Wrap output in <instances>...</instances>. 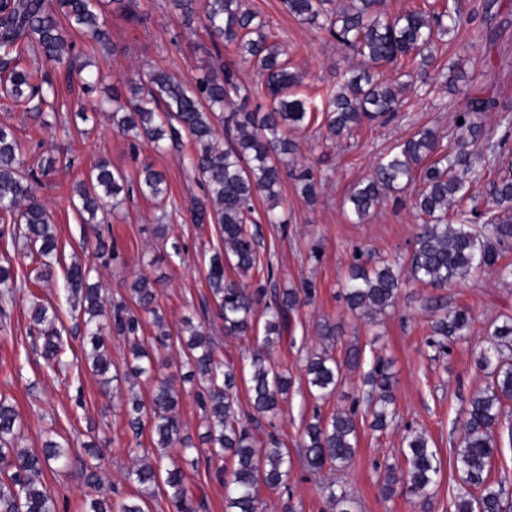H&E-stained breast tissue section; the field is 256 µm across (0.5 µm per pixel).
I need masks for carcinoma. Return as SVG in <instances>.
Segmentation results:
<instances>
[{
    "mask_svg": "<svg viewBox=\"0 0 512 512\" xmlns=\"http://www.w3.org/2000/svg\"><path fill=\"white\" fill-rule=\"evenodd\" d=\"M285 10L314 26L352 52L357 64L343 72L336 83L318 93L314 101L295 93L302 76L290 64L287 52L272 33L266 20L244 7V0H169L171 10L184 25H203L214 48L232 45L242 61L257 67L260 86L240 84L225 68L203 72L184 82L165 71H151L138 78L125 79L128 96L117 88L105 101L112 125L136 139L155 145L165 141L179 143L187 136L193 145L189 163L207 187L206 202L198 204L193 219L198 224L218 225L223 251L215 253L207 268L206 280L212 299L224 320V335L245 337L264 318L261 345L252 353L249 365L251 417L253 426L243 422L236 391L235 363L219 354V342L200 324L184 320L177 332L179 343L190 365L185 379L196 382L197 400L205 418L202 441L207 467L224 485V512H265L260 487L280 490L292 467L289 449L278 438L265 432L263 420L282 412L291 388L288 373L271 360L273 347L288 338L291 313L299 304V293L312 292L310 284L301 289L266 288L272 279L264 264L254 223V201H272L266 220L278 223L274 213L279 187L288 173L297 145L291 139L295 130L324 118L326 140L352 133L366 121H377L401 108L404 85L383 78L392 68L410 76L417 74L424 89L443 86L456 90V79L441 70L428 75L436 44L462 25H471L472 15H463L458 0H423L402 13L390 14L386 0H282ZM78 31L89 40L103 44V0H0V104L24 108L42 115L58 111L57 95L43 70L52 64L67 68L68 76L82 74V54L73 52L69 32ZM256 95L269 100L266 112L245 111V102ZM234 108L228 121L234 126L232 140L221 146L216 125L224 110ZM498 100L479 88L465 96V105L455 113L457 130L454 144L442 145L432 130H422L381 154L367 182L350 195L351 214L364 220L400 186H414L412 206L421 221L414 249L407 265L379 261L369 266L357 261L343 286L347 306L364 315L383 312L395 305L403 283H425L446 288L481 271H495L512 277V266L502 263L512 246V167L503 168L512 156V118L499 124L501 133L485 131L476 117L497 112ZM53 156L28 162L21 142L8 125H0V237L9 234L25 239L27 256L36 260L41 273L36 280L52 277L59 262V241L51 215L33 194V183L55 170ZM491 177L492 203L483 211L463 209L472 198L473 185ZM302 194L310 201L317 196V181L308 169L297 175ZM125 192L124 176L100 160L77 190L74 205L80 219L93 224L95 258L107 263L114 248L102 235L109 207H117ZM140 194L161 207L160 220L173 221L179 206L169 195L163 174L152 166L143 168ZM13 227H7L8 222ZM90 269L78 261L66 268L67 301L77 324L90 345L85 363L104 378L103 387L122 398L128 425L139 434L149 421L155 447L193 449L181 436L177 414L179 393L174 382L159 373V359L144 346L143 316L152 318L157 348L166 349L173 340L160 314L154 283L138 276L127 294L114 299L90 281ZM258 277L251 288L243 279ZM34 280V281H36ZM34 281L16 278L10 268L0 265V317L6 319L5 306L17 294L28 292L31 320L41 340V357L51 371L66 367L65 343L57 314L32 291ZM473 317L465 308L433 315L429 345L439 351L448 342L471 335ZM117 336L129 346L132 365L124 373L111 372L112 360L105 349V337ZM320 337L331 348L309 353L303 371L307 390L326 400L336 393L343 380V367H359L360 351L351 348L345 361L337 360L336 328L326 321ZM476 366L489 378L485 388L468 401L463 435L454 457L461 484L454 495L455 512H505L502 483L491 484L489 476L500 452L498 430L506 428L512 437V418L504 407L512 402V317L505 315L491 325L476 359ZM144 380L149 398L134 391L135 381ZM128 389H123V384ZM363 383L368 390L366 412L379 430L394 419L391 377L382 362L369 371ZM301 452L306 466L316 472L340 468L351 463L358 449L355 412L339 411L324 419L313 417L304 429ZM21 435L20 415L13 404L0 398V512H57L56 498L41 483L44 469L68 459L69 443L59 441L48 430L38 451L17 448ZM92 463L86 465L88 512H112V503L96 497L102 482V467L97 463L96 443L84 444ZM399 454L405 469L386 467L383 493L389 497L399 484L409 496L427 503L429 491L443 470L440 451L425 433L410 431L402 438ZM163 456L146 459L136 456L125 479L140 487V494L119 505V512H147L148 499L164 493L177 512H198L204 500H194L185 483V473L174 465L163 468ZM232 460L228 470L224 463ZM337 512H352V500L334 484L323 487Z\"/></svg>",
    "mask_w": 512,
    "mask_h": 512,
    "instance_id": "carcinoma-1",
    "label": "carcinoma"
}]
</instances>
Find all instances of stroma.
<instances>
[{
    "mask_svg": "<svg viewBox=\"0 0 512 512\" xmlns=\"http://www.w3.org/2000/svg\"><path fill=\"white\" fill-rule=\"evenodd\" d=\"M277 32L288 57L303 77L300 93L335 84L352 64L349 53L313 26L284 12L280 0H246ZM497 42L493 49L469 42L467 28L446 36L439 44L435 67L458 64L462 77L458 93L444 90L427 97L407 90L404 107L385 124H364L352 137L323 141L318 125L294 131L296 162L281 188L278 210L282 223L269 224L263 217L265 199L256 202L257 222L251 230L260 252L270 259L273 281L279 287L313 285L311 299L301 302L291 324V341L281 343L272 354L273 363L289 371L293 394L285 412L274 421V432L291 454H298L303 429L313 414L329 416L355 411L359 445L347 468L316 473L293 463L287 483L279 492L265 494L266 512H333L322 487L335 483L354 501V512H453L452 498L460 483L453 465L454 450L462 434L469 398L484 387L486 379L475 368L474 359L489 322L501 314H512V278L478 273L444 290L413 284L403 288L395 307L369 319L353 314L340 296L349 267L359 253L408 258L417 231L412 195L404 191L380 204L363 223L349 217L347 197L365 181L380 152L423 128L434 129L439 138H454V112L465 103L464 94L476 87L497 96L500 112L484 113L485 129L496 128L501 112L512 113V0H499ZM107 46L74 35L77 49L90 55L108 84L163 70L190 81L208 68L230 67L242 84L253 87L262 80L252 66L242 63L234 46L214 49L201 24L185 28L168 8V0H136L133 9L119 7L116 0L105 4ZM58 89L60 114L34 113L0 106V123L11 124L25 146L28 158L51 153L58 164L53 174L36 184L34 193L52 214L62 255L53 279L38 293L58 313L68 344V360L83 356L81 335L72 330L74 321L66 301L64 275L71 262L91 269L92 280L112 296L125 293L135 274L154 282L158 304L170 330H177L185 317H193L221 338L226 358L246 374L255 338L227 337L223 320L212 303L205 279L207 265L222 242L215 225L195 223L191 213L205 200L207 188L192 172L185 148L134 140L113 129L100 112L97 97L84 94L79 79H67L62 69H48ZM107 159L132 190L130 197L112 213L108 237L116 257L101 265L80 243L88 233L70 202L79 181L86 179L98 159ZM164 173L171 194L182 214L173 223H158L159 211L136 188L144 165ZM313 169L322 183L316 201L301 193L296 176ZM442 303L471 311L475 322L468 339L450 344L448 353L434 354L427 345L430 306ZM330 321L340 339L334 349L343 358L346 348L361 352V366L346 375L335 396L321 401L306 390L301 366L307 352L321 349L318 325ZM383 356L395 378L396 421L385 432L373 431L364 414L362 377ZM162 375L176 378L180 393L178 416L183 434L198 437L204 420L191 384L180 377L189 369L179 344L162 350ZM0 397L16 406L21 420L20 447L40 449L46 429L52 428L71 444L67 465L45 469L41 481L57 499L58 512H87L86 487L82 476L88 457L83 442L96 440L104 457L100 493L110 501L127 500L138 494L125 474L132 464L133 447L153 448L152 431L143 427L133 434L119 402L105 393L97 375L82 369L78 377L45 368L32 333L31 312L26 295H18L10 309L5 329H0ZM427 433L440 450L443 473L428 503L396 494L384 499L380 493L385 468L400 464L398 448L407 430Z\"/></svg>",
    "mask_w": 512,
    "mask_h": 512,
    "instance_id": "stroma-1",
    "label": "stroma"
}]
</instances>
